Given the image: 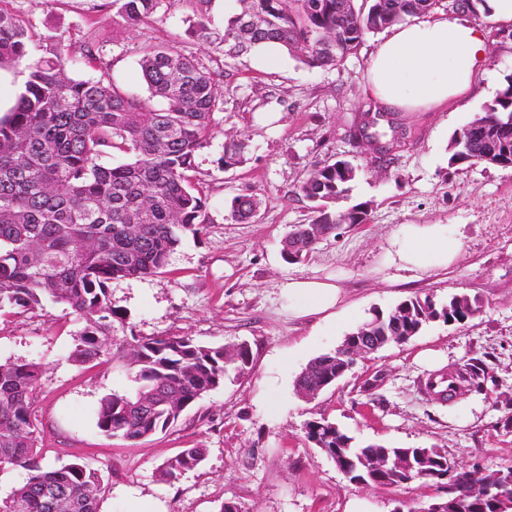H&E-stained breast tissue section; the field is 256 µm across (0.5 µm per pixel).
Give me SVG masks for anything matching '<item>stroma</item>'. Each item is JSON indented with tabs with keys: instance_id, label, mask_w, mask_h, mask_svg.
Returning a JSON list of instances; mask_svg holds the SVG:
<instances>
[{
	"instance_id": "stroma-1",
	"label": "stroma",
	"mask_w": 512,
	"mask_h": 512,
	"mask_svg": "<svg viewBox=\"0 0 512 512\" xmlns=\"http://www.w3.org/2000/svg\"><path fill=\"white\" fill-rule=\"evenodd\" d=\"M32 36L34 54L62 47L75 79L97 76L99 63L131 92L146 89L138 66L143 43H178L210 69L226 71L224 100L212 115L213 136L196 157L206 202L202 232L184 236L158 273L113 282L112 305L135 335H188L203 344L247 342L252 363L238 379L196 400L165 432L130 443L103 435L95 412L101 398L126 388L112 363L80 367L68 359L81 321L61 305L0 311V361L44 367L33 404L39 445L49 462L85 459L100 470L101 512H393L445 497L438 485L400 487L350 482L305 437L304 424L327 418L356 443L427 446L486 472L512 466V168L449 165L452 134L491 100L512 74V40L490 38L487 73L464 101L400 112L403 130L390 165L362 153L352 139L354 118L371 109L366 75L381 34L367 35L340 65L311 69L289 54L277 64L253 53L225 61L186 30L199 16L196 0L161 5L148 26L113 23L112 0H0ZM100 46L88 62L84 46ZM248 145L246 159L224 167L226 136ZM346 158L358 168L345 209L369 204L368 223L342 226L298 264L282 258L291 225L310 220L296 187L319 162ZM259 201L254 221L231 219L240 194ZM404 224H441L461 242L448 268L424 274L389 263L391 241ZM333 276L345 314L335 323L297 319L282 290L288 281ZM479 296V315L461 325L436 322L403 345L390 344L364 360L335 387L308 400L294 382L314 357L334 350L374 311L411 297ZM484 361L495 382L442 405L425 383L434 369ZM185 448L205 460L178 481L156 470Z\"/></svg>"
}]
</instances>
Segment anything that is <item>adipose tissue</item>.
<instances>
[{
    "label": "adipose tissue",
    "mask_w": 512,
    "mask_h": 512,
    "mask_svg": "<svg viewBox=\"0 0 512 512\" xmlns=\"http://www.w3.org/2000/svg\"><path fill=\"white\" fill-rule=\"evenodd\" d=\"M489 63L485 26L427 16L393 25L374 52L366 91L383 110L417 112L465 97ZM401 268L425 273L451 265L460 243L439 224L402 225L392 241ZM296 317L334 320L340 290L329 280L296 279L284 288Z\"/></svg>",
    "instance_id": "obj_1"
}]
</instances>
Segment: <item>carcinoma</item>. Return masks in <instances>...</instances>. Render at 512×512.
<instances>
[{
    "instance_id": "obj_1",
    "label": "carcinoma",
    "mask_w": 512,
    "mask_h": 512,
    "mask_svg": "<svg viewBox=\"0 0 512 512\" xmlns=\"http://www.w3.org/2000/svg\"><path fill=\"white\" fill-rule=\"evenodd\" d=\"M475 0H238L240 9L215 28L195 23L192 36L216 45L235 60L263 45H278L309 68L334 67L355 53L365 37L411 16L442 6L470 11ZM117 25L143 26L153 21L162 0H113ZM257 16L261 26L248 32L242 18ZM22 20L0 9V67L22 65L28 80L15 107L0 116V309L23 313L45 301L64 306L84 323L74 336L68 359L79 366L112 361L125 371L129 388L101 399L97 428L128 441L162 432L205 393L243 373L251 362L247 343L236 344L237 361L225 364L223 344L204 345L191 336L146 338L118 335L125 316L112 308L116 280L144 277L163 269L181 235L200 231L204 202L194 187L196 154L211 138V116L223 100L217 85L224 70H207L178 46L145 43L139 66L146 96L125 91L108 65L99 75L76 80L67 75L69 57L60 48L35 57ZM494 99L482 104L450 142L451 164L512 168V76ZM388 129L371 118L354 124L362 138L382 142ZM247 144L224 142V168L243 162ZM132 160L105 166L106 153ZM356 166L339 158L316 165L297 187L310 203L312 220L294 224L282 256L302 262L325 236L343 224L368 221L366 204L336 210L348 196ZM255 198L239 195L230 202L231 217L248 222ZM477 295L454 294L441 304L433 298H409L384 313L376 311L355 331L368 332L386 346L408 342L430 322L463 324L481 313ZM43 368L35 362L0 363V472L21 468L26 481L15 487L0 512H100L103 476L92 463L57 466L38 446L32 407ZM448 394L428 393L445 402L482 391L487 372L472 361L442 372ZM336 383V356L325 353L310 362L304 387L317 390ZM305 436L326 456L341 451L353 469L352 481L401 486L408 474L379 472L372 459L400 458L411 474L447 489V512H512V481L490 488L467 485L472 467L451 461L434 448L358 445L336 424L313 418ZM205 459V449L185 448L158 467V477L175 482Z\"/></svg>"
}]
</instances>
